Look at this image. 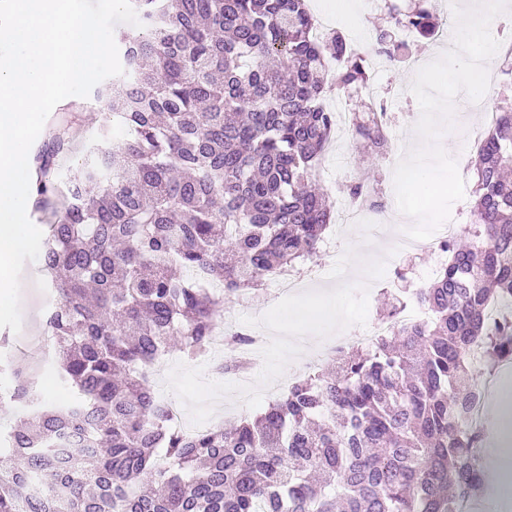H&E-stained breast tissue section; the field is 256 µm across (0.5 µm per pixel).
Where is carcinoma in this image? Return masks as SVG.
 I'll use <instances>...</instances> for the list:
<instances>
[{
	"label": "carcinoma",
	"instance_id": "cac0c4a2",
	"mask_svg": "<svg viewBox=\"0 0 512 512\" xmlns=\"http://www.w3.org/2000/svg\"><path fill=\"white\" fill-rule=\"evenodd\" d=\"M370 52L314 33L309 0H132L141 31L118 36L124 74L96 92L121 134L61 175L64 115L35 157V208L48 224L39 268L55 295L46 326L67 406L29 400L0 450V512H464L484 490L470 419L480 361L512 362V98L471 161L469 234L420 298L431 318L340 350L338 371L293 384L261 415L186 435L149 385L163 356L209 352L222 299L297 272L332 218L312 185L335 126L326 88L369 80L372 54L411 56L433 40L432 0L404 10ZM382 103L350 128L379 160ZM354 203L375 180L346 185ZM250 342L224 336V369ZM82 438L58 447L69 432Z\"/></svg>",
	"mask_w": 512,
	"mask_h": 512
}]
</instances>
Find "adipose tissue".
Instances as JSON below:
<instances>
[{"label":"adipose tissue","mask_w":512,"mask_h":512,"mask_svg":"<svg viewBox=\"0 0 512 512\" xmlns=\"http://www.w3.org/2000/svg\"><path fill=\"white\" fill-rule=\"evenodd\" d=\"M488 410L496 423V436L478 454L495 479L474 508L476 512H512V375L502 374L492 388Z\"/></svg>","instance_id":"adipose-tissue-1"}]
</instances>
